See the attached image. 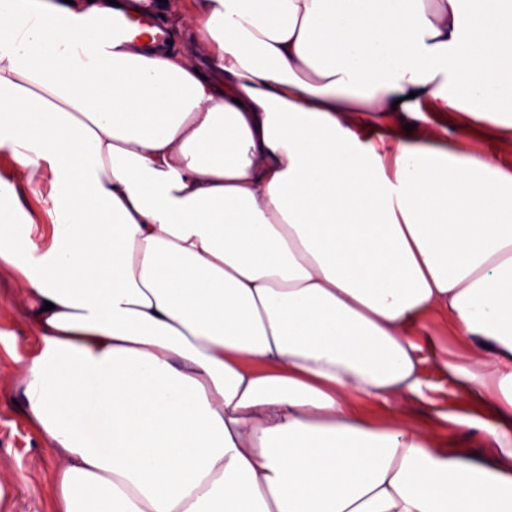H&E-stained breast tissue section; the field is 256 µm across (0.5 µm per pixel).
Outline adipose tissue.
Here are the masks:
<instances>
[{
	"mask_svg": "<svg viewBox=\"0 0 512 512\" xmlns=\"http://www.w3.org/2000/svg\"><path fill=\"white\" fill-rule=\"evenodd\" d=\"M13 2L0 147L52 191L0 264L55 512H512V450L404 409L430 362L512 437V0H195L200 68ZM448 439L453 447L461 448L465 452L481 456L486 452V448L481 447L480 434L467 425H449Z\"/></svg>",
	"mask_w": 512,
	"mask_h": 512,
	"instance_id": "adipose-tissue-1",
	"label": "adipose tissue"
}]
</instances>
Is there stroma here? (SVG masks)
<instances>
[{"label": "stroma", "mask_w": 512, "mask_h": 512, "mask_svg": "<svg viewBox=\"0 0 512 512\" xmlns=\"http://www.w3.org/2000/svg\"><path fill=\"white\" fill-rule=\"evenodd\" d=\"M191 4L192 0H172L166 15L172 50L190 60L209 51L183 25ZM49 190L45 174L28 175L16 167L9 149H0V196L8 200L0 208V225L46 224L38 196ZM28 308L15 271L0 265V512H53L59 454L28 416L20 380L21 367L36 341ZM423 378L425 399L411 401L407 408L424 429L434 431L439 413H456L460 407L453 385L434 368H427Z\"/></svg>", "instance_id": "1"}]
</instances>
